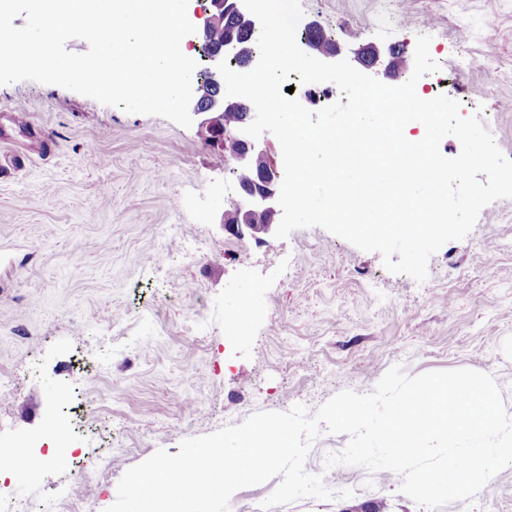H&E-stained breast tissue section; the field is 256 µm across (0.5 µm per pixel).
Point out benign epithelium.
Masks as SVG:
<instances>
[{"label":"benign epithelium","instance_id":"7a95c632","mask_svg":"<svg viewBox=\"0 0 512 512\" xmlns=\"http://www.w3.org/2000/svg\"><path fill=\"white\" fill-rule=\"evenodd\" d=\"M229 16L248 31L255 32L258 19L246 9L243 0H209L208 18L202 33L197 36V42L202 46L208 45L210 31L224 25V20ZM392 52L391 47L384 52L374 45L368 48L366 55L353 56V61L367 70L382 67L387 73L389 66L385 65V59L392 57ZM241 53L243 48L232 37L224 41V46L210 51L208 60L211 73L217 77L216 89L206 96L200 86H195L191 105L193 114L198 117V131L208 133L205 142L215 151L232 156L237 161V168L242 169L258 159L263 160V167L253 177L239 183L238 203L233 211L223 214L220 220L222 229L236 238L262 242L274 233L281 211L278 203L281 174L271 156L268 139H254L242 132V128L254 120L255 112L224 93V80L217 65L226 56L237 57ZM230 111L238 112V120H228Z\"/></svg>","mask_w":512,"mask_h":512}]
</instances>
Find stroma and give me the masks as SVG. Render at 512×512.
<instances>
[{"label":"stroma","mask_w":512,"mask_h":512,"mask_svg":"<svg viewBox=\"0 0 512 512\" xmlns=\"http://www.w3.org/2000/svg\"><path fill=\"white\" fill-rule=\"evenodd\" d=\"M343 51L416 38L447 71L461 116L489 115L512 158V0H301ZM26 113L27 126L11 121ZM197 126L128 113L56 85H0V448L21 451L48 423L79 453L111 450L105 478L72 482L61 455L13 493L105 512L117 484L157 449L259 411L316 410L406 375L468 368L491 375L512 415V198L485 206L472 231L416 282L320 227L243 240L225 257L219 226L238 180ZM176 225V240L165 235ZM206 335H197V322ZM321 433L305 469L350 497H306L271 512H425L391 471L325 468L348 444ZM437 512H512V466L472 501Z\"/></svg>","instance_id":"obj_1"}]
</instances>
